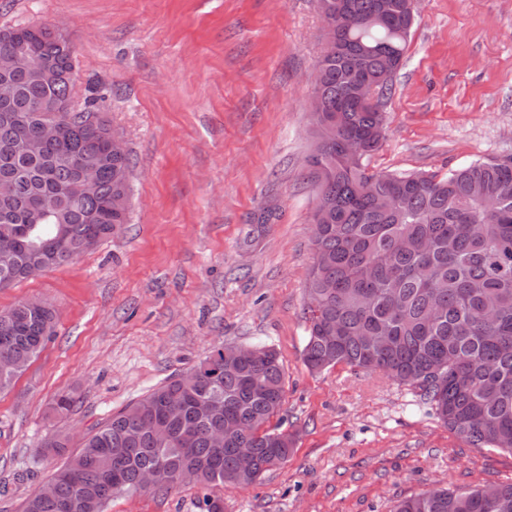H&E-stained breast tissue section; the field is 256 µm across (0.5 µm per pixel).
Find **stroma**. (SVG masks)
<instances>
[{
    "label": "stroma",
    "instance_id": "stroma-1",
    "mask_svg": "<svg viewBox=\"0 0 512 512\" xmlns=\"http://www.w3.org/2000/svg\"><path fill=\"white\" fill-rule=\"evenodd\" d=\"M56 22L75 45V103L100 107L129 153L130 214L64 266L0 289L56 313L54 335L0 393V512L113 412L213 347L265 342L285 371L288 461L226 491L224 512H390L434 484L512 481V454L474 448L381 373L303 362L317 139V0H0V29ZM379 172L440 175L512 155V0H418L383 101ZM78 400L48 417L61 391ZM200 489L114 498L108 512H199Z\"/></svg>",
    "mask_w": 512,
    "mask_h": 512
}]
</instances>
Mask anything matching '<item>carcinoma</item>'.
<instances>
[{
    "label": "carcinoma",
    "mask_w": 512,
    "mask_h": 512,
    "mask_svg": "<svg viewBox=\"0 0 512 512\" xmlns=\"http://www.w3.org/2000/svg\"><path fill=\"white\" fill-rule=\"evenodd\" d=\"M345 3L346 26L340 44L318 62L313 114L319 142L310 160L315 186L313 263L308 274V336L304 363L312 371L339 364L382 371L419 393L435 416L476 448L512 453V156L478 159L435 173H369L366 160L378 149L384 127L381 101L359 102L351 83L374 82L386 57L400 65L414 21L401 15L405 0H319L325 24H336V2ZM388 5L392 20L369 19ZM25 46L63 75L46 85L23 72L0 71L13 97L0 102V179L10 190L0 194V241L16 243L0 252V289L46 271L29 255L24 237L28 216L49 200L50 215L32 237L62 243L67 264L127 223L130 200L128 154L109 155L111 128L101 116L98 97L73 105L75 47L49 24L0 29V54ZM46 99L61 105L39 112ZM60 121L61 138L36 155L26 143L41 123ZM100 167L97 190L80 193L74 162ZM393 197L381 208L377 197ZM55 312L22 302L0 309V393L43 350L54 333ZM264 354L242 364L228 357L210 383L196 370L214 361L215 352L174 375L138 400L156 426L136 429L131 404L82 438L79 451L57 469L53 492H32L22 512H86L95 502L107 509L112 499L137 492L143 471L164 472L159 491L176 487L172 475L204 469L205 493L199 512H224L215 488L254 484L288 459L294 440L271 420L282 410L284 368L271 345L255 344ZM176 394L182 412L166 411ZM76 397L63 392L51 405L62 415ZM233 422L240 432L222 448L213 434ZM240 448L255 453V469L238 467ZM392 512H512V482L485 488H435L397 502Z\"/></svg>",
    "instance_id": "obj_1"
}]
</instances>
